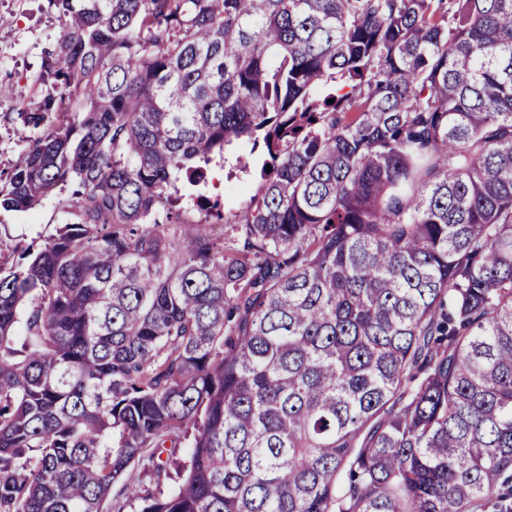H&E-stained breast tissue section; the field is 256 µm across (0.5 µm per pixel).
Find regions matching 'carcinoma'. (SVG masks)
<instances>
[{
	"label": "carcinoma",
	"instance_id": "obj_1",
	"mask_svg": "<svg viewBox=\"0 0 512 512\" xmlns=\"http://www.w3.org/2000/svg\"><path fill=\"white\" fill-rule=\"evenodd\" d=\"M48 5L0 211L77 206L0 250V512H512V0ZM251 145L247 143L234 144L226 149L224 168L218 160L212 162L205 185L191 186L188 183H177V196L182 200L179 206L187 211L186 217L196 221L202 216V208L207 200L218 199L224 205V220L233 224L238 215L246 208L251 197L255 195L261 180L258 172L262 160L255 154H250ZM240 155L248 157L250 172L236 168V158Z\"/></svg>",
	"mask_w": 512,
	"mask_h": 512
}]
</instances>
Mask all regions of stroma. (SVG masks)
<instances>
[{
	"label": "stroma",
	"instance_id": "35a3bbf8",
	"mask_svg": "<svg viewBox=\"0 0 512 512\" xmlns=\"http://www.w3.org/2000/svg\"><path fill=\"white\" fill-rule=\"evenodd\" d=\"M62 31L63 19L49 7L48 0H0V169L8 167L24 147L13 117L44 93V51ZM241 155L248 157L250 171L237 168L236 159ZM260 166L248 144L228 147L225 162H212L205 184L179 183L181 208L195 221L207 201L217 199L224 206L225 222H234L261 186ZM71 206L68 195L50 196L28 211H1L0 224L10 225L15 236L30 240L68 223Z\"/></svg>",
	"mask_w": 512,
	"mask_h": 512
}]
</instances>
